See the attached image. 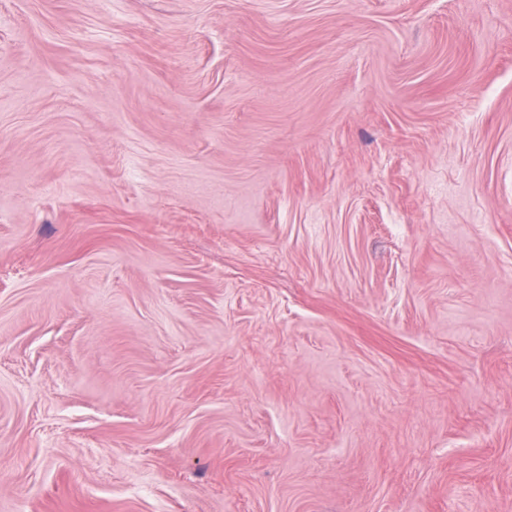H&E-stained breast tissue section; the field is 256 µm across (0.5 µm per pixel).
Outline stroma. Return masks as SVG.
Listing matches in <instances>:
<instances>
[{"instance_id":"1","label":"stroma","mask_w":512,"mask_h":512,"mask_svg":"<svg viewBox=\"0 0 512 512\" xmlns=\"http://www.w3.org/2000/svg\"><path fill=\"white\" fill-rule=\"evenodd\" d=\"M0 512H512V0H0Z\"/></svg>"}]
</instances>
